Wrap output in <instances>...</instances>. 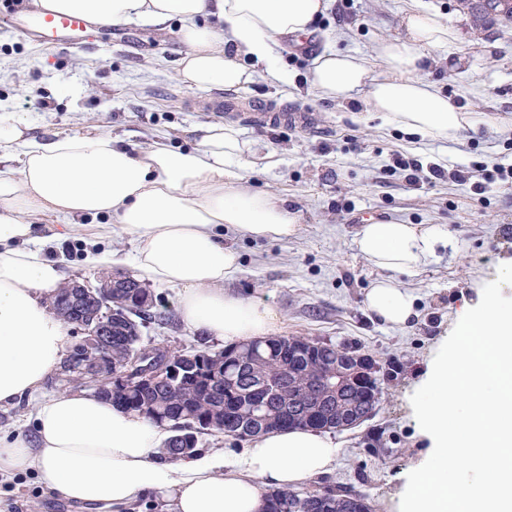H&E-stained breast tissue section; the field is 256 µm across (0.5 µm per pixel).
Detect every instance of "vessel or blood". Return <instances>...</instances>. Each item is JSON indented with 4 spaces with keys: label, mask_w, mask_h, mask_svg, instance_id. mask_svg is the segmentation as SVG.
I'll list each match as a JSON object with an SVG mask.
<instances>
[{
    "label": "vessel or blood",
    "mask_w": 512,
    "mask_h": 512,
    "mask_svg": "<svg viewBox=\"0 0 512 512\" xmlns=\"http://www.w3.org/2000/svg\"><path fill=\"white\" fill-rule=\"evenodd\" d=\"M0 24L33 37L36 42L42 44L83 38L92 26L89 19L79 15L22 10H11L1 15ZM247 119L258 126H288L304 131L315 127L310 114L304 112H251L248 113Z\"/></svg>",
    "instance_id": "vessel-or-blood-1"
}]
</instances>
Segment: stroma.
<instances>
[{"label": "stroma", "instance_id": "obj_1", "mask_svg": "<svg viewBox=\"0 0 512 512\" xmlns=\"http://www.w3.org/2000/svg\"><path fill=\"white\" fill-rule=\"evenodd\" d=\"M422 2L455 23L464 62L452 69L433 53L420 79L436 83L466 110L500 117L505 130L466 129L455 142H433L376 113L355 121L361 100L341 105L311 88L313 63L325 48L373 59L377 41L399 32L401 13L412 0H330L311 36L280 38L288 82H271L259 69L252 83L230 90L189 88L179 80L183 46L176 21L163 28L128 22L122 38L103 28L95 42L53 47L0 26V105L20 113L38 138L102 126L125 145L141 148L163 134L179 149L193 146L192 128L224 123L251 142L246 187L287 200L299 231L285 241H267L225 229V244L240 254L229 286L270 306L280 335L356 346L376 360L383 384L378 410L360 426L334 433L339 451L326 476L330 484L365 495L376 512H396L409 472L428 452L410 397L431 352L462 310L480 302L485 283L512 261V185L478 194L471 184L446 178L416 189L391 169L397 153L448 172L479 162L512 165V21H477L469 0ZM216 99L312 112L320 129L258 128L215 113L208 103ZM375 221L442 224L449 234L420 273L398 277L417 297L416 314L404 327L382 322L365 304L378 271L359 255L354 239L360 225ZM88 248L75 237L49 241L45 251L61 259L66 279L96 287L102 273L85 265ZM142 336L178 349L223 346L179 321L148 324ZM61 503L35 473L0 477V512H62Z\"/></svg>", "mask_w": 512, "mask_h": 512}]
</instances>
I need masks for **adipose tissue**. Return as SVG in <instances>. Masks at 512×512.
Instances as JSON below:
<instances>
[{"label":"adipose tissue","instance_id":"1","mask_svg":"<svg viewBox=\"0 0 512 512\" xmlns=\"http://www.w3.org/2000/svg\"><path fill=\"white\" fill-rule=\"evenodd\" d=\"M33 4L103 27L179 22L185 47L180 79L222 89L251 83L257 65L269 78L283 80L279 37L311 34L328 8L327 0ZM210 17L217 26L207 25ZM401 25L400 34L375 46L384 76H376L363 57L328 48L314 61L312 88L341 104L365 93V111L383 113L397 128L428 140L451 142L468 128H500L499 119L465 111L418 77L428 51L456 58L459 34L450 20L413 5ZM195 134L196 145L183 150L162 138L130 150L104 128L40 140L26 120L0 112V404L39 394L67 348L66 326L45 305L63 282L38 231L50 215L65 219L53 233L57 240L74 234L108 238L117 230L129 236L139 280L181 287L179 315L189 330L230 345L276 331L271 308L227 288L239 256L225 245L222 231L228 226L282 241L296 235L297 217L284 200L244 188L253 149L235 127L208 124ZM447 242L441 224L362 225L356 247L382 272L366 293L368 310L387 324L406 326L415 297L396 276L418 273ZM167 438L164 427L86 391L42 397L34 436L0 437V476L32 472L49 491L115 512L146 491L162 494L169 512H262L264 488L285 490L326 474L338 452L330 436L293 428L252 439L234 462L201 452L170 462L158 456Z\"/></svg>","mask_w":512,"mask_h":512}]
</instances>
